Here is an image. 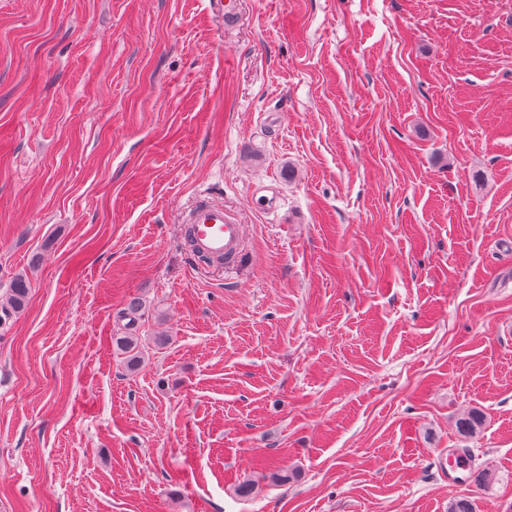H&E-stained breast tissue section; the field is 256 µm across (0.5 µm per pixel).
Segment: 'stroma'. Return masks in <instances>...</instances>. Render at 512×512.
<instances>
[{
    "instance_id": "obj_1",
    "label": "stroma",
    "mask_w": 512,
    "mask_h": 512,
    "mask_svg": "<svg viewBox=\"0 0 512 512\" xmlns=\"http://www.w3.org/2000/svg\"><path fill=\"white\" fill-rule=\"evenodd\" d=\"M234 9L0 0V512H512V0ZM194 249L200 255L240 262L243 256L244 226L214 202L200 203L190 212L189 223ZM28 297V281L26 276L18 275L13 281L9 289L5 302L0 304V312L3 319H9L13 315L23 311L26 306Z\"/></svg>"
}]
</instances>
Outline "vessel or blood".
<instances>
[{
    "label": "vessel or blood",
    "instance_id": "obj_1",
    "mask_svg": "<svg viewBox=\"0 0 512 512\" xmlns=\"http://www.w3.org/2000/svg\"><path fill=\"white\" fill-rule=\"evenodd\" d=\"M189 225L197 253L227 263L241 261L244 227L222 204L206 202L190 212Z\"/></svg>",
    "mask_w": 512,
    "mask_h": 512
}]
</instances>
